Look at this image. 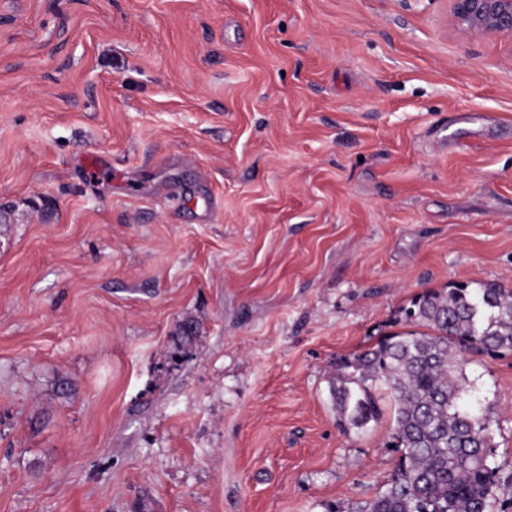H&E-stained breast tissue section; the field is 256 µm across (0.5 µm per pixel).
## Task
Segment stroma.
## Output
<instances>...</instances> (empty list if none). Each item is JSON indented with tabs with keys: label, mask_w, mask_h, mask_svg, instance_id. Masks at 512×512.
Here are the masks:
<instances>
[{
	"label": "stroma",
	"mask_w": 512,
	"mask_h": 512,
	"mask_svg": "<svg viewBox=\"0 0 512 512\" xmlns=\"http://www.w3.org/2000/svg\"><path fill=\"white\" fill-rule=\"evenodd\" d=\"M0 202V512H363L392 419L340 424L337 360L512 288V44L449 0H0ZM464 373L512 482V352Z\"/></svg>",
	"instance_id": "1"
}]
</instances>
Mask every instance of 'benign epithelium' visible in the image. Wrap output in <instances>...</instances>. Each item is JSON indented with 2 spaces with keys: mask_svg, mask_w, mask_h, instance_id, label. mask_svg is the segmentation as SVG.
<instances>
[{
  "mask_svg": "<svg viewBox=\"0 0 512 512\" xmlns=\"http://www.w3.org/2000/svg\"><path fill=\"white\" fill-rule=\"evenodd\" d=\"M452 17L465 38L497 36L512 43V0H450Z\"/></svg>",
  "mask_w": 512,
  "mask_h": 512,
  "instance_id": "7a95c632",
  "label": "benign epithelium"
}]
</instances>
